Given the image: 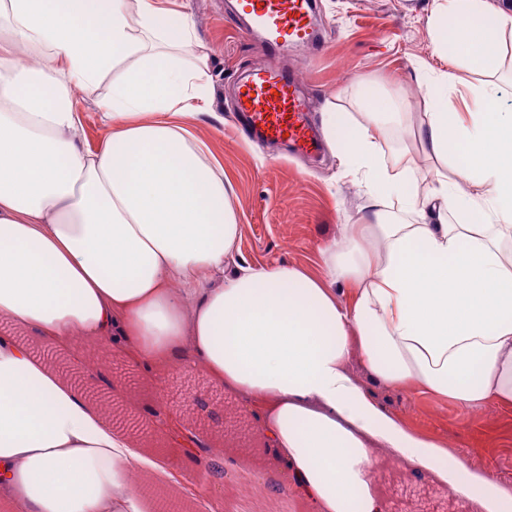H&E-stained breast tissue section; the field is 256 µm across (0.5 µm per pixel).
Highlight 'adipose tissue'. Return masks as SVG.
<instances>
[{"label":"adipose tissue","mask_w":512,"mask_h":512,"mask_svg":"<svg viewBox=\"0 0 512 512\" xmlns=\"http://www.w3.org/2000/svg\"><path fill=\"white\" fill-rule=\"evenodd\" d=\"M461 17L449 30L448 15ZM161 0H0V501L10 512H149L146 486L209 506L180 459L114 425L85 386L105 381L87 345L114 349L152 385L177 369L246 402L254 431L313 512H386L377 453L433 475L475 512H512V484L408 428L352 371L465 408L512 407V112L476 88L458 112V68L489 74L512 12L441 0L428 19L457 69L425 78L415 139L451 175L422 185L412 159L384 160L393 106L365 100L341 141L344 172L367 189L369 217L320 250L322 273L234 264V188L194 131L211 97L194 25H168ZM108 83L109 133L81 140L78 87ZM415 213L391 222L388 200ZM456 223H449V216ZM221 283L209 287L213 274ZM348 286L341 301L336 291ZM69 352L75 385L35 345ZM172 446L223 467L183 414L154 411Z\"/></svg>","instance_id":"1"}]
</instances>
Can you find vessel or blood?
<instances>
[{
	"instance_id": "b4317fda",
	"label": "vessel or blood",
	"mask_w": 512,
	"mask_h": 512,
	"mask_svg": "<svg viewBox=\"0 0 512 512\" xmlns=\"http://www.w3.org/2000/svg\"><path fill=\"white\" fill-rule=\"evenodd\" d=\"M314 7L313 0H245L252 29L262 38L271 57L316 41ZM237 110L258 142L279 144L306 154L320 147L307 118V100L293 71H253L238 86Z\"/></svg>"
}]
</instances>
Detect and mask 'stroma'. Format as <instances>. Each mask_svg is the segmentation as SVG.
<instances>
[{
    "label": "stroma",
    "instance_id": "35a3bbf8",
    "mask_svg": "<svg viewBox=\"0 0 512 512\" xmlns=\"http://www.w3.org/2000/svg\"><path fill=\"white\" fill-rule=\"evenodd\" d=\"M235 0H169L171 9L188 12L204 45L212 105L198 116L195 131L234 184L241 237L236 262L253 265L284 263L311 274L320 271L319 249L337 235L342 224H359L368 216L364 188L346 177L337 151L322 144L317 154L291 159L281 146H266L238 134L233 110L240 79L265 62L257 36L246 32V20ZM434 0H318L315 23L322 52L307 48L288 51L285 63L296 70L302 92L310 102L308 118L321 128L326 108L344 113L349 121L361 118V96L375 94L396 102L402 121L389 125L382 141L386 155L408 152L422 178L432 179L446 165L429 159L414 139L421 116V88L410 80L413 68L431 72L450 70L432 42L428 18ZM107 85L74 92L82 116L81 138L97 147L108 128L99 102ZM89 359L102 362L111 380L98 388L102 398L123 408L135 422L146 423V408L163 399L186 414L188 422L203 418L200 435L224 436L230 459L225 468L231 484H219L216 500L232 501L233 481L257 472L277 474L270 452L253 437V419L242 402L212 388L191 371H173L155 387L140 370L113 350H87ZM373 398L408 427L445 439L470 465L512 474V414L493 404L463 410L449 401L411 390L389 389L367 381ZM378 493L389 512H473L469 502L449 494L447 484L391 466L378 456L373 467Z\"/></svg>",
    "mask_w": 512,
    "mask_h": 512
}]
</instances>
